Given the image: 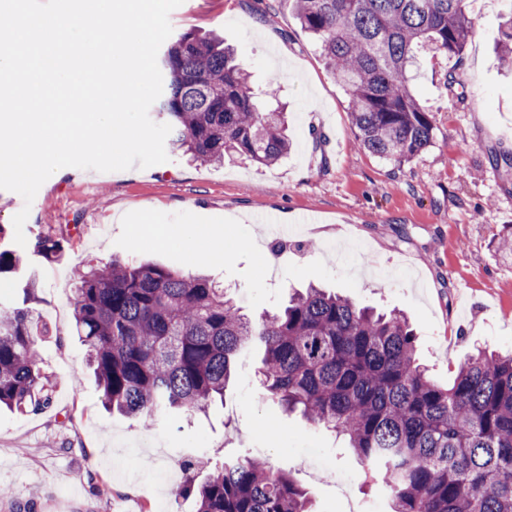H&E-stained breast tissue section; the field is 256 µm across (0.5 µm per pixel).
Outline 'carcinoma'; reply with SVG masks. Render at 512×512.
<instances>
[{"mask_svg": "<svg viewBox=\"0 0 512 512\" xmlns=\"http://www.w3.org/2000/svg\"><path fill=\"white\" fill-rule=\"evenodd\" d=\"M294 11L350 92L358 147L395 164L426 149L433 124L409 68L426 44L462 56L473 27L467 0H294ZM495 51L512 68V15ZM160 71L157 118L172 127L173 152L267 167L293 149L286 113L264 100L274 93L251 86L221 38L178 35ZM67 242L38 235L24 252L0 247V275L26 269L31 256L60 263ZM76 277L74 333L107 408L143 423L204 413L224 401L239 352L258 342L267 397L342 435L369 482L388 490L391 512H512V352L477 350L445 387L417 361L404 315L313 285L255 320L203 275L114 259ZM40 335L30 307L0 308V407L50 403ZM195 468L208 476L181 493L197 512H312L291 475L258 458H201Z\"/></svg>", "mask_w": 512, "mask_h": 512, "instance_id": "cac0c4a2", "label": "carcinoma"}]
</instances>
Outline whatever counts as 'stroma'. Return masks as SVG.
<instances>
[{"label": "stroma", "mask_w": 512, "mask_h": 512, "mask_svg": "<svg viewBox=\"0 0 512 512\" xmlns=\"http://www.w3.org/2000/svg\"><path fill=\"white\" fill-rule=\"evenodd\" d=\"M474 22L462 57L422 51L413 88L433 122L431 145L395 165L355 145L350 95L298 22L293 0H183L174 34L216 32L233 46L253 86L277 82L294 148L269 167L177 157L146 169L63 168L32 205L0 190V225L30 213L26 239L62 235L60 264L32 261V310L45 324L38 361L51 375V405L0 413V512H155L145 477L171 468L176 484L203 481L198 457L249 455L292 474L312 512H389L386 495L344 440L267 398L252 346L237 358L224 401L192 418L146 428L101 401L74 335V269L112 259L200 269L195 250L220 247L206 272L257 316L291 289L316 284L359 304L406 314L421 361L450 384L476 346L512 350V81L492 54L512 0H469ZM363 244L376 273L344 262L336 246Z\"/></svg>", "instance_id": "1"}]
</instances>
